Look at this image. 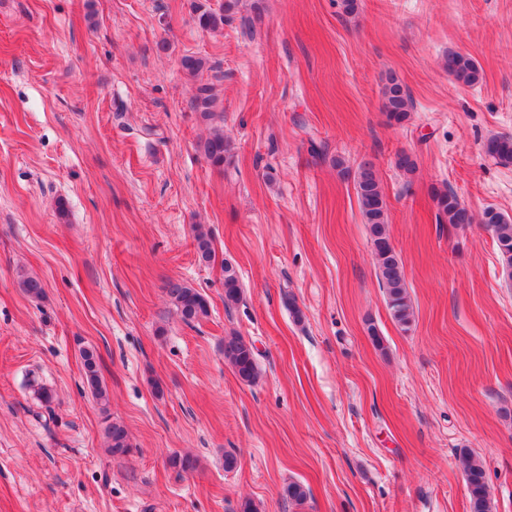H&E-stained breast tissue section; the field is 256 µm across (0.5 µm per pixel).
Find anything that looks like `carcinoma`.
Wrapping results in <instances>:
<instances>
[{"mask_svg": "<svg viewBox=\"0 0 512 512\" xmlns=\"http://www.w3.org/2000/svg\"><path fill=\"white\" fill-rule=\"evenodd\" d=\"M193 12L198 26L203 30L217 31L224 28L225 8L213 9L204 3H193ZM181 67L191 76L198 77L211 70L208 62L193 55L181 59ZM444 68L455 80L466 86H473L482 80V73L474 59L462 52L450 51L444 60ZM217 97L212 85L200 83L191 99L192 108L206 118L215 116ZM413 101L409 91L394 76L388 79L383 90V111L391 123L402 124L410 115ZM208 161L221 167L230 153V143L221 130L213 131L202 144ZM485 155L500 164L512 163V137L494 136L483 145ZM355 187L365 223L370 225L373 254L376 259L377 275L386 290L387 305L393 320L401 326H409L414 319V310L407 293L403 265L393 247L387 232V207L377 172L370 162L361 163L355 172ZM438 214L453 226L473 223L470 210L461 203L457 195L446 189L433 193ZM482 223L491 228L493 238L505 264L508 276L512 278V217L493 209L483 213ZM196 249L201 261L212 258V242L207 234L195 235ZM19 285L30 297L44 295L42 280L32 274L20 275ZM167 293L175 303L181 319L191 324L208 316V302L196 289L183 283L171 281ZM241 287L236 269L224 264V305L230 307L240 300ZM84 380L90 392L99 400L107 401V392L102 384L96 355L89 349L82 350ZM224 359L232 366L238 378L251 383L258 376L257 364L251 344L240 336L224 337ZM107 450L113 455L125 454L131 448L129 434L119 422H109L105 427ZM461 463L468 485L472 512H492V501L483 462L478 457L463 453ZM169 465L179 472L193 471L198 460L190 453H175L169 457Z\"/></svg>", "mask_w": 512, "mask_h": 512, "instance_id": "obj_1", "label": "carcinoma"}]
</instances>
